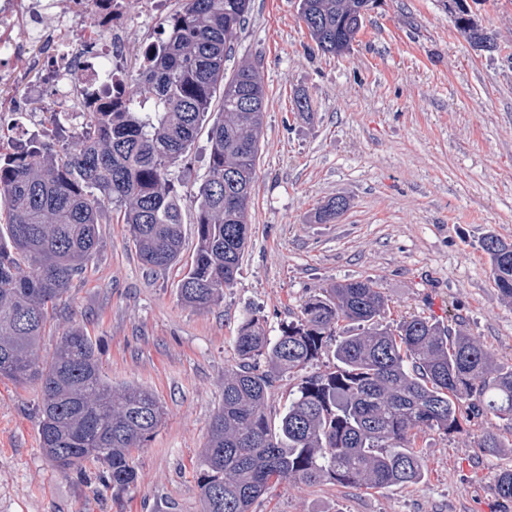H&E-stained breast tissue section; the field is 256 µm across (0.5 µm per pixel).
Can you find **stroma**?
Here are the masks:
<instances>
[{"mask_svg": "<svg viewBox=\"0 0 512 512\" xmlns=\"http://www.w3.org/2000/svg\"><path fill=\"white\" fill-rule=\"evenodd\" d=\"M298 0H252L226 71H259L266 92L251 235L232 285L208 309L182 302L178 282L196 243L192 194L208 170L200 128L172 170L183 206L180 264L143 266L123 224L99 225V248L64 295L40 356L62 328H86L113 385L151 391L164 419L134 451L138 481L115 493L62 475L38 440L40 386L0 380V512H199L193 468L237 360L239 325L269 335L336 281L370 279L387 299L381 321L426 316L512 361V302L498 293L482 249L512 243V0H475L493 38L481 50L444 0H379L349 53L317 50ZM308 94L311 106L296 98ZM334 197L344 213L315 211ZM502 447H482L486 432ZM425 476L411 486L274 485L255 512H512L498 475L512 470V427L472 415L459 432L420 434Z\"/></svg>", "mask_w": 512, "mask_h": 512, "instance_id": "obj_1", "label": "stroma"}]
</instances>
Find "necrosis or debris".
I'll return each mask as SVG.
<instances>
[{"label": "necrosis or debris", "instance_id": "4bbe7bcc", "mask_svg": "<svg viewBox=\"0 0 512 512\" xmlns=\"http://www.w3.org/2000/svg\"><path fill=\"white\" fill-rule=\"evenodd\" d=\"M175 8L176 0H0V122L41 121L38 106L12 93L35 77L70 125L120 103L129 65L158 47ZM144 24L148 36L131 43L130 30Z\"/></svg>", "mask_w": 512, "mask_h": 512}]
</instances>
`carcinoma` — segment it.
Instances as JSON below:
<instances>
[{
	"label": "carcinoma",
	"mask_w": 512,
	"mask_h": 512,
	"mask_svg": "<svg viewBox=\"0 0 512 512\" xmlns=\"http://www.w3.org/2000/svg\"><path fill=\"white\" fill-rule=\"evenodd\" d=\"M375 0H299L317 48H352ZM449 0L455 25L477 45L492 37ZM251 11V0H182L162 48L137 71L122 112H92L65 153L31 134L0 143V379L41 386L39 443L63 473L94 461L100 483L135 485L132 452L159 427L155 396L112 386L97 344L79 326L64 329L52 356L38 354L49 319L72 281L98 251L106 206L129 226L149 269L181 261L182 206L169 176L194 144L222 91L221 117L209 129L208 173L193 195L196 244L179 282L181 300L217 304L239 270L257 181L265 90L251 65L224 74ZM153 101V111H141ZM332 198L315 213L336 220ZM495 287L512 301V244L490 236ZM386 299L370 279L339 281L312 295L296 320L268 336L259 319L238 328V363L224 370V402L196 460L200 512H252L271 484L324 482L385 489L424 477L418 434L448 435L474 411L512 422V365L473 337L428 317L396 328L380 317ZM332 352L333 368L304 376ZM300 382L279 416L268 417L274 380Z\"/></svg>",
	"instance_id": "1"
}]
</instances>
